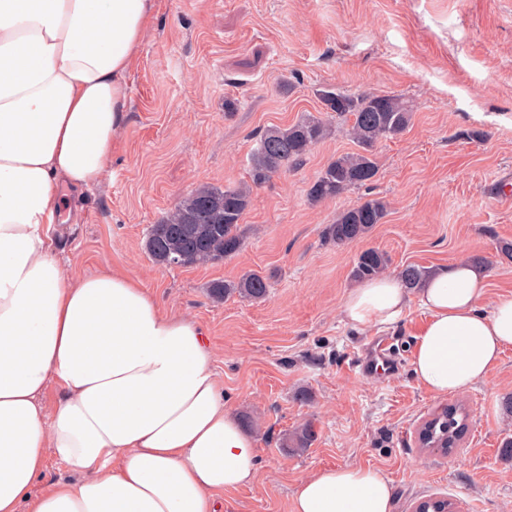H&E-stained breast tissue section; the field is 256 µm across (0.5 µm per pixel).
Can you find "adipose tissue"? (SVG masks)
I'll return each instance as SVG.
<instances>
[{"instance_id":"adipose-tissue-1","label":"adipose tissue","mask_w":512,"mask_h":512,"mask_svg":"<svg viewBox=\"0 0 512 512\" xmlns=\"http://www.w3.org/2000/svg\"><path fill=\"white\" fill-rule=\"evenodd\" d=\"M156 15L157 0H0V512H223L225 492L256 478L198 325L123 269L66 274L49 234L120 147L127 75ZM488 288L460 259L412 290L366 281L341 313L377 326L418 304L413 371L445 396L512 348V294L487 309ZM50 454L83 479L36 491ZM392 507L384 475L342 466L303 478L290 512Z\"/></svg>"}]
</instances>
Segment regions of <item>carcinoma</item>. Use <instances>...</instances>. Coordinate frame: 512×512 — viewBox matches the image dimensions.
<instances>
[{
    "mask_svg": "<svg viewBox=\"0 0 512 512\" xmlns=\"http://www.w3.org/2000/svg\"><path fill=\"white\" fill-rule=\"evenodd\" d=\"M323 110L348 122L347 131L358 150L331 159L311 183L307 197L311 203L333 199L351 188L372 181L378 168L373 157L376 144L403 134L411 124L413 108L408 102L390 95L345 94L334 86L317 91ZM331 122L309 115L284 126L265 128L257 139L250 158L251 183L224 188L201 185L184 196L158 223L146 229L145 250L154 265L161 268L195 267L220 261L238 253L242 247L241 220L251 205L252 187L273 175L303 166L314 146L330 134ZM387 204L369 199L340 212L324 230L325 237L336 246H345L366 237L384 223ZM390 265L389 255L376 248L362 251L356 258L352 275L357 280L382 275ZM425 270L408 265L400 271L407 288H414ZM269 291L267 278L250 272L235 281H218L209 287L214 300L237 294L258 300ZM453 411L443 407L432 416L437 426L433 441L452 440L466 430L467 414L458 404Z\"/></svg>",
    "mask_w": 512,
    "mask_h": 512,
    "instance_id": "obj_1",
    "label": "carcinoma"
}]
</instances>
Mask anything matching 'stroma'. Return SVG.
I'll return each instance as SVG.
<instances>
[{
    "label": "stroma",
    "instance_id": "35a3bbf8",
    "mask_svg": "<svg viewBox=\"0 0 512 512\" xmlns=\"http://www.w3.org/2000/svg\"><path fill=\"white\" fill-rule=\"evenodd\" d=\"M128 124L108 176L70 200L54 225L65 272L121 267L174 313L207 334L224 405L253 436L257 476L225 492L231 512H290L298 482L323 467H368L392 482L393 512L442 496L461 512H512V349L468 391L436 396L412 358L425 312L412 307L383 328L346 323L341 304L358 282L361 251L391 258L390 273L482 258L488 301L512 292V0H159L128 75ZM397 96L410 127L374 149V180L310 203L307 190L336 155L355 151L332 128L304 166L254 189L239 253L200 267L160 268L143 250L157 223L196 187L248 181L260 130L318 114L317 89ZM236 110L224 107L225 100ZM379 198L388 215L365 238L339 247L323 237L336 214ZM268 277L265 299L216 301L208 286L247 272ZM400 360L385 377L354 371L379 333ZM462 402L468 430L451 456L420 447L433 411ZM312 426L309 448L292 436Z\"/></svg>",
    "mask_w": 512,
    "mask_h": 512
}]
</instances>
